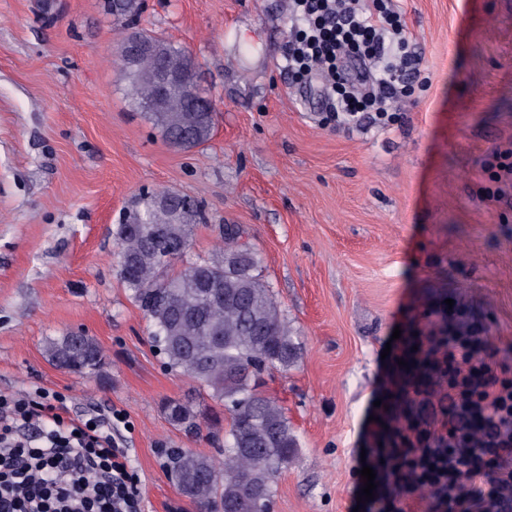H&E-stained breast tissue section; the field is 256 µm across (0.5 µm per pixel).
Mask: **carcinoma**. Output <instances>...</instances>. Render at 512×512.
Wrapping results in <instances>:
<instances>
[{"instance_id": "cac0c4a2", "label": "carcinoma", "mask_w": 512, "mask_h": 512, "mask_svg": "<svg viewBox=\"0 0 512 512\" xmlns=\"http://www.w3.org/2000/svg\"><path fill=\"white\" fill-rule=\"evenodd\" d=\"M106 14L121 30L136 24L142 0H104ZM151 54L135 65L119 62V78L133 106L145 113L164 140L180 146L185 135L192 146L207 143L212 118L193 104L188 85L177 83L164 104L146 108L155 93L154 73L163 63L190 78L196 64L183 46L137 29ZM168 206L155 201L156 192L131 200L119 224L112 229L118 247L119 276L142 310L154 346L168 369L183 374L211 392L215 405L207 420L224 431V461L191 450L174 448L168 454V475L177 493L199 505L201 512H268L280 476L295 463L298 437L275 398L261 388L264 375L288 371L301 358L297 333L271 287L257 273L254 251L241 242L243 231L224 225L222 247L214 257L199 259L178 273L170 272L172 259L190 247L192 227L204 220L203 209L185 203V195L164 191ZM405 361L386 395V409L394 423L403 420L408 391L426 377L429 362L423 337H404ZM47 361L71 373L96 370L103 353L97 341L68 332L45 344ZM165 405L169 422L188 432L199 429L201 413L177 403ZM396 430L382 437L383 448L372 450L373 468L384 469L385 449L396 447Z\"/></svg>"}]
</instances>
